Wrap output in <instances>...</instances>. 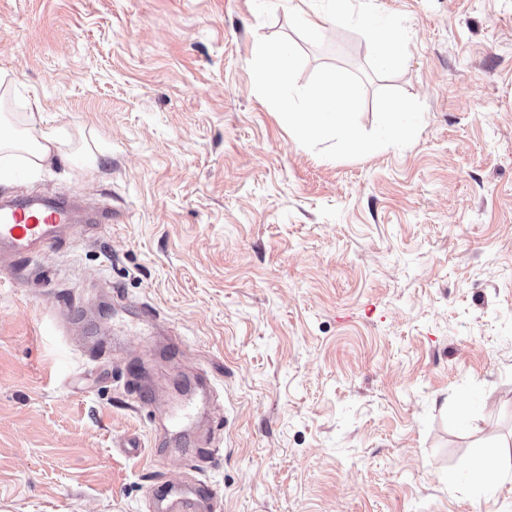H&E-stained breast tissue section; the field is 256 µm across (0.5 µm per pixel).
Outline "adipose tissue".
I'll return each instance as SVG.
<instances>
[{"label": "adipose tissue", "mask_w": 512, "mask_h": 512, "mask_svg": "<svg viewBox=\"0 0 512 512\" xmlns=\"http://www.w3.org/2000/svg\"><path fill=\"white\" fill-rule=\"evenodd\" d=\"M58 151L57 141L51 134L34 127H17L11 113H0V184L9 182L15 161L39 170Z\"/></svg>", "instance_id": "1"}]
</instances>
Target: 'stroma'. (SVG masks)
<instances>
[{
	"instance_id": "stroma-1",
	"label": "stroma",
	"mask_w": 512,
	"mask_h": 512,
	"mask_svg": "<svg viewBox=\"0 0 512 512\" xmlns=\"http://www.w3.org/2000/svg\"><path fill=\"white\" fill-rule=\"evenodd\" d=\"M275 35L299 83L364 75V129L380 87L422 102L415 141L300 145L250 72ZM0 73L5 111L39 97L59 146L0 196L120 214L0 269V512H154L150 487L187 475L222 512H512V0H349L316 43L279 0H0ZM116 288L185 341L172 398L182 367L210 377L200 455L156 449L126 386L147 338L88 362L58 326L66 305L104 335ZM374 42L378 61L382 67L394 69L404 65L406 51L398 34H375Z\"/></svg>"
}]
</instances>
